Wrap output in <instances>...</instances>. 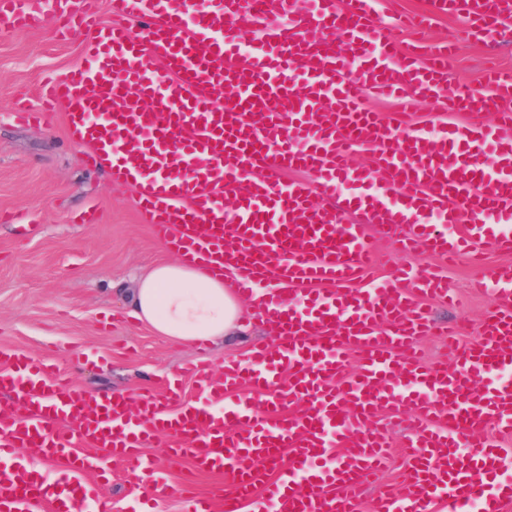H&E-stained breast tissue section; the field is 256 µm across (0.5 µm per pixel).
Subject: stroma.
I'll return each mask as SVG.
<instances>
[{
	"mask_svg": "<svg viewBox=\"0 0 512 512\" xmlns=\"http://www.w3.org/2000/svg\"><path fill=\"white\" fill-rule=\"evenodd\" d=\"M455 34L459 50L448 68L449 93L479 85L486 61L512 68V40L477 42L458 17L434 21L428 36ZM89 32L58 41L50 28L17 32L0 24V211L21 212L0 223V347L50 357L76 384L95 395H137L192 364L220 369L269 342L262 320L246 314L244 336L229 343L176 342L140 322L128 306L140 277L173 260L136 206V188L116 186L111 175L88 167L86 147L66 136L63 118L49 127L20 126L9 112L19 91L37 103L41 80L83 58ZM96 211L98 223H75ZM446 273L457 305L424 300L434 321L468 323L477 336L490 301L472 292V269L459 257ZM412 405L388 414L390 448L379 479L398 483L410 450L404 433Z\"/></svg>",
	"mask_w": 512,
	"mask_h": 512,
	"instance_id": "obj_1",
	"label": "stroma"
}]
</instances>
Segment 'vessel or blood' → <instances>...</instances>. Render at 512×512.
<instances>
[{
	"instance_id": "b4317fda",
	"label": "vessel or blood",
	"mask_w": 512,
	"mask_h": 512,
	"mask_svg": "<svg viewBox=\"0 0 512 512\" xmlns=\"http://www.w3.org/2000/svg\"><path fill=\"white\" fill-rule=\"evenodd\" d=\"M0 0V22L20 32L54 21L57 38L90 30L83 63L47 78L38 106L17 99L21 125L64 113L86 162L137 188L156 237L186 261L230 275L239 293L275 279L294 297L266 296L271 342L221 374L196 366L199 403L164 397L99 398L48 358L0 348V512H111L98 483L111 461L149 475L146 502L177 496L190 512H362L388 445L382 414L407 401L411 461L400 487L378 486L371 512H506L512 450L486 437L512 433V265L473 283L487 293L479 337L460 345L449 328V363L427 365L418 337L436 332L419 305L450 298L427 267L376 282L366 272L375 236L446 260L484 248L512 253V70L487 69L480 90L448 94L454 39L406 45L377 18V0ZM453 13L478 39L512 24V0H422L406 25L426 29ZM138 32H130L131 22ZM259 28L249 51L238 45ZM404 109L364 107L367 91ZM422 101L448 117L436 132L404 114ZM373 146L375 169L349 163ZM278 170L295 180L274 179ZM361 353L346 374L349 350ZM248 387L251 399L238 395ZM166 436L193 473L229 480L204 496L156 477L145 446ZM58 466L51 488L21 453Z\"/></svg>"
}]
</instances>
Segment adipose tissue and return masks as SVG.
Returning a JSON list of instances; mask_svg holds the SVG:
<instances>
[{
	"label": "adipose tissue",
	"mask_w": 512,
	"mask_h": 512,
	"mask_svg": "<svg viewBox=\"0 0 512 512\" xmlns=\"http://www.w3.org/2000/svg\"><path fill=\"white\" fill-rule=\"evenodd\" d=\"M131 303L138 320L180 342L228 338L244 328V304L237 292L200 263L157 265L140 280Z\"/></svg>",
	"instance_id": "obj_1"
}]
</instances>
